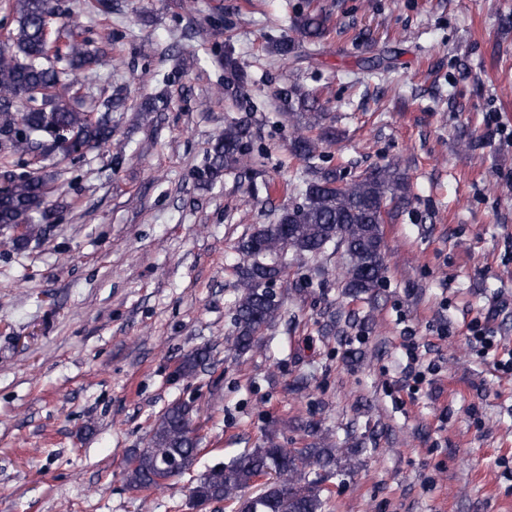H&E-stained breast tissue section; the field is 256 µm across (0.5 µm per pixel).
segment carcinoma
I'll list each match as a JSON object with an SVG mask.
<instances>
[{"mask_svg":"<svg viewBox=\"0 0 512 512\" xmlns=\"http://www.w3.org/2000/svg\"><path fill=\"white\" fill-rule=\"evenodd\" d=\"M14 27L0 45V226L20 227L15 242L38 239L52 217L47 198L53 176L25 170L32 159H45L64 151L60 139L68 138L86 149L112 141V108L120 99L108 97L94 106L74 108L83 101L82 89L96 78L90 72L95 53L70 30L66 17L53 0H13ZM297 32L311 43L326 33V18L312 10L301 15ZM69 37L60 52L54 34ZM248 75L232 50L224 52V96L242 97ZM279 97L288 106V122L295 130L290 147L305 162L301 181L302 202L284 208L274 225H260L238 241L243 257L236 267L237 288L233 301L234 330L227 339L230 349L244 353L257 346L259 335L281 318L282 300L267 288L281 281L283 256L312 258L329 247L340 249L346 259L343 288L352 295L366 294L384 278V239L381 224L387 207L410 202L406 174L394 162L378 165L359 176L319 167L322 141L333 137L326 129L315 138L309 132L321 119L317 99L291 86ZM250 124L229 122L212 141L208 163L200 171L205 183L222 173L261 164L252 152ZM200 348L181 364L192 374L209 360ZM198 439L192 428V407L172 404L158 419L144 448L129 454L125 470L128 485L142 491L190 471L198 461ZM361 449L328 448L312 442L304 448H282L268 437L230 462L202 473L191 491L197 505L222 501L233 512H327L330 495L324 487L336 468L354 470ZM263 475L271 476L258 498L245 490Z\"/></svg>","mask_w":512,"mask_h":512,"instance_id":"obj_1","label":"carcinoma"}]
</instances>
